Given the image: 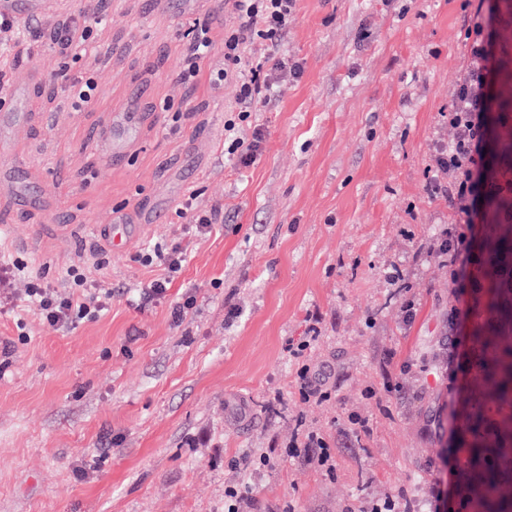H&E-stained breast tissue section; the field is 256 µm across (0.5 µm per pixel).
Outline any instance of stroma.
<instances>
[{
	"label": "stroma",
	"instance_id": "35a3bbf8",
	"mask_svg": "<svg viewBox=\"0 0 512 512\" xmlns=\"http://www.w3.org/2000/svg\"><path fill=\"white\" fill-rule=\"evenodd\" d=\"M491 4L298 0L285 48L302 74L262 113V157L242 171L222 152L232 88L214 92L206 67L183 78L192 24L220 48L235 23L211 22L216 0H43L39 19L20 20L107 16L96 55L60 53L47 34L0 65L43 75L0 168H23L54 202L21 213L0 188V263L23 259L56 289L67 268H87L112 306L56 331L0 305V512H224L233 483L252 489L246 512H343L412 495L422 476L448 485L432 451L462 456L453 430L473 354L449 391L448 265L427 248L459 215L428 191V170L453 137L469 19L482 6L496 30ZM80 76L96 89L76 107L65 88ZM133 99L136 133L115 162L99 144ZM193 191L223 209L209 233H188L176 212ZM121 213L149 220L104 247L93 227ZM173 242L181 272L166 299L139 304L164 273L142 255ZM187 294L196 306L174 322ZM312 315L321 338L292 359L285 346ZM304 365L327 376L328 400L301 397ZM354 414L368 432H350ZM300 423L333 448V472L289 456Z\"/></svg>",
	"mask_w": 512,
	"mask_h": 512
}]
</instances>
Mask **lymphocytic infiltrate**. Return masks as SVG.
<instances>
[{"instance_id": "lymphocytic-infiltrate-1", "label": "lymphocytic infiltrate", "mask_w": 512, "mask_h": 512, "mask_svg": "<svg viewBox=\"0 0 512 512\" xmlns=\"http://www.w3.org/2000/svg\"><path fill=\"white\" fill-rule=\"evenodd\" d=\"M297 0H224V7L237 24L224 33V65L212 72L215 88L231 86L235 106L224 122V153L233 167L246 169L263 153L265 130L257 115L274 100L281 83L299 78L302 68L283 49L288 22L296 10ZM470 63L458 79L457 93L448 107V124L454 138L438 145L432 157L428 182L431 192L447 193L448 199L464 219L463 226L443 228L430 247L431 253L448 263L449 285L454 295H462L475 282L469 267V246L473 234V214L477 201L486 196L489 175L478 162L480 146L487 136L486 114L490 110L489 74L493 67L488 55L487 35L480 16H473L468 29ZM260 39L267 53L253 59L246 54L248 41ZM143 262L159 263L165 277L150 281L141 288L142 303L166 298L171 278L185 260L179 244L154 247L144 254ZM27 281L25 294L30 310L43 325L60 330L81 320H94L108 311L112 291L89 279L79 269H68L65 291L42 285L22 263L0 265V302L13 301L15 279Z\"/></svg>"}]
</instances>
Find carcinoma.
<instances>
[{"label": "carcinoma", "instance_id": "obj_1", "mask_svg": "<svg viewBox=\"0 0 512 512\" xmlns=\"http://www.w3.org/2000/svg\"><path fill=\"white\" fill-rule=\"evenodd\" d=\"M494 111L512 112V43L504 42ZM492 176H512V125L498 129ZM490 233L484 246L482 301L476 311L474 389L458 432L465 453L462 480L468 512H512V191H494L487 202Z\"/></svg>", "mask_w": 512, "mask_h": 512}]
</instances>
